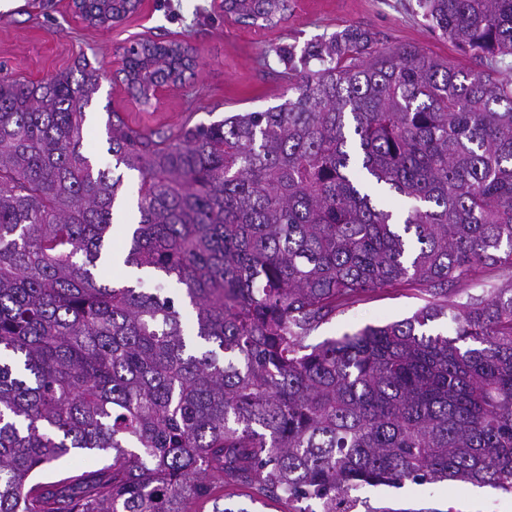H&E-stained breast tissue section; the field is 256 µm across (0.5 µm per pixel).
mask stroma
<instances>
[{
  "instance_id": "obj_1",
  "label": "stroma",
  "mask_w": 512,
  "mask_h": 512,
  "mask_svg": "<svg viewBox=\"0 0 512 512\" xmlns=\"http://www.w3.org/2000/svg\"><path fill=\"white\" fill-rule=\"evenodd\" d=\"M287 21L270 29L245 27L215 12L212 0H143L137 14L106 30L75 18L70 0H24L16 10L0 12V67L28 81L67 71L84 54L107 69L121 63L130 38L152 32L186 39L203 50L204 66L186 86L172 89L142 108L123 86L103 79L90 106L85 147L92 158L106 152L107 110L120 112L137 130L222 120L232 112L264 110L289 96L284 66L274 49L328 39L348 27L369 30L378 47L414 46L449 64L481 70L498 80L512 79V55L473 58L422 17L417 0H291ZM428 295L401 283L363 294L336 310L305 342L314 345L368 325H384L411 316ZM225 506L235 512H307V500H253L250 489L229 486ZM350 512H512V493L498 488L477 492L462 482H413L398 487L367 485Z\"/></svg>"
}]
</instances>
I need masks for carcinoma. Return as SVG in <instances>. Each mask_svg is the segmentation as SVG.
I'll return each instance as SVG.
<instances>
[{
  "mask_svg": "<svg viewBox=\"0 0 512 512\" xmlns=\"http://www.w3.org/2000/svg\"><path fill=\"white\" fill-rule=\"evenodd\" d=\"M419 3L443 38L512 55V0ZM135 7L82 0L80 17L110 28ZM286 11L224 0L260 27ZM372 43L348 28L278 49L290 96L265 110L150 131L109 111L102 162L84 135L103 63L0 75V512H246L217 501L211 472L321 512L407 480L512 490V283L440 301L477 265L512 271V81ZM129 53L144 105L153 81L204 66L187 41ZM121 166L138 177L135 286L100 276ZM394 283L430 300L303 344ZM75 449L112 463L38 480Z\"/></svg>",
  "mask_w": 512,
  "mask_h": 512,
  "instance_id": "obj_1",
  "label": "carcinoma"
}]
</instances>
